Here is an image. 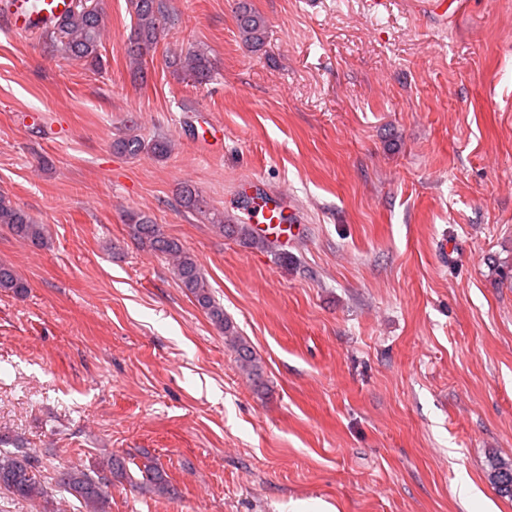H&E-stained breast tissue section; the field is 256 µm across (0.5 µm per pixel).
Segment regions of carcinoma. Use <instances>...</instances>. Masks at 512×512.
<instances>
[{"label": "carcinoma", "mask_w": 512, "mask_h": 512, "mask_svg": "<svg viewBox=\"0 0 512 512\" xmlns=\"http://www.w3.org/2000/svg\"><path fill=\"white\" fill-rule=\"evenodd\" d=\"M135 21L127 37L126 55L134 74L145 79L144 61L156 48L158 38L167 20V6L163 0H131ZM237 25L241 39L253 48L263 46L267 33L265 18L255 11L248 0H240L237 10ZM106 32V18L98 0H73L70 12L60 23L47 32L49 38L71 57L84 62L94 71L105 70L101 45ZM168 64L177 75L205 84L212 77L214 63L204 49L181 54L172 52ZM115 151L136 157L142 153L164 158L172 151V141L166 137L146 140L130 127L113 142ZM182 205L210 219L228 235L241 236L251 244L266 248V239L254 234L245 224H228L224 214L214 211L207 199L194 187L184 186L180 190ZM127 223L138 241L150 250L173 260L178 281L203 308L210 319L230 339L241 367L255 385H261L262 370L252 348L238 336L234 326L224 318V310L218 306L210 287L203 277L196 257L188 252L176 239L168 236L163 226L141 212L127 214ZM0 224H5L14 236L36 246L45 245L43 225L38 224L24 209L15 206L5 197H0ZM27 282L10 266L0 264V291L23 296L27 293ZM125 457L112 455L104 460L94 473L72 468L57 471L54 486L41 479V460L22 448L16 436L0 432V490L11 497L26 501L50 502L53 489L65 491L80 504L83 512H109L108 489L112 478L127 472ZM141 484L159 495H169L171 485L165 472L149 464L139 469Z\"/></svg>", "instance_id": "1"}]
</instances>
